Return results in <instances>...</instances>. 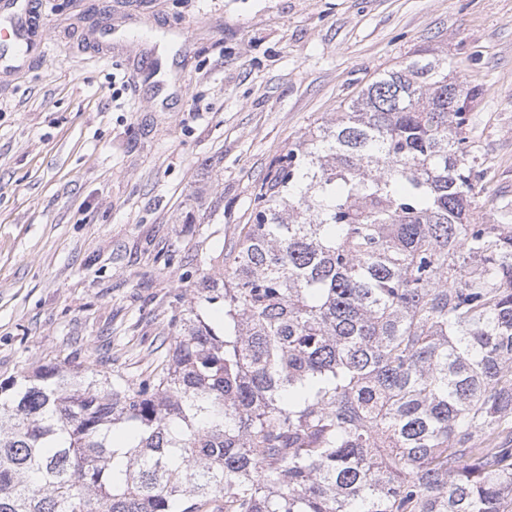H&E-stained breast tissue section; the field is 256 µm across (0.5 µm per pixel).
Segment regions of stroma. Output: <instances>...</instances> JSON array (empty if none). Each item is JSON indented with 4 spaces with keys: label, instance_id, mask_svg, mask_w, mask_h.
Returning a JSON list of instances; mask_svg holds the SVG:
<instances>
[{
    "label": "stroma",
    "instance_id": "1",
    "mask_svg": "<svg viewBox=\"0 0 512 512\" xmlns=\"http://www.w3.org/2000/svg\"><path fill=\"white\" fill-rule=\"evenodd\" d=\"M44 51L0 69V381L130 375L272 161L415 51L477 85L472 220L512 200V0H31Z\"/></svg>",
    "mask_w": 512,
    "mask_h": 512
}]
</instances>
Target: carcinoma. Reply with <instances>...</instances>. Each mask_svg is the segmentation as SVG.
<instances>
[{"label": "carcinoma", "instance_id": "carcinoma-1", "mask_svg": "<svg viewBox=\"0 0 512 512\" xmlns=\"http://www.w3.org/2000/svg\"><path fill=\"white\" fill-rule=\"evenodd\" d=\"M477 95L446 56L378 74L275 159L152 366L0 381V512H512V202L470 219Z\"/></svg>", "mask_w": 512, "mask_h": 512}]
</instances>
